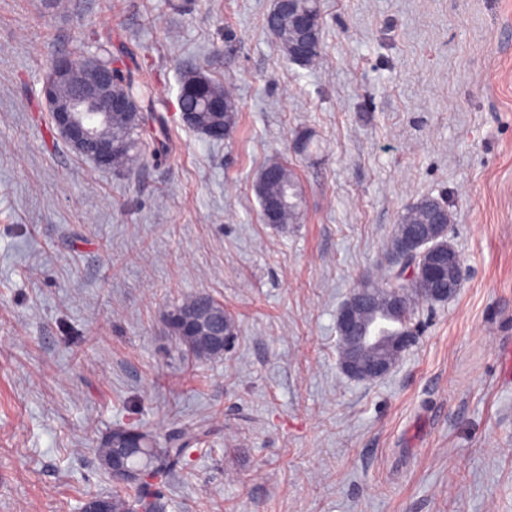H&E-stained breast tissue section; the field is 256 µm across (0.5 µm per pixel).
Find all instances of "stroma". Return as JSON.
I'll list each match as a JSON object with an SVG mask.
<instances>
[{
    "mask_svg": "<svg viewBox=\"0 0 512 512\" xmlns=\"http://www.w3.org/2000/svg\"><path fill=\"white\" fill-rule=\"evenodd\" d=\"M273 0H0V512L112 493L97 448L127 423L207 430L166 512H512V0H319L323 52L288 62ZM130 48L173 150L102 170L41 98L60 55ZM237 105L214 142L178 111L184 72ZM287 161L299 223L264 224ZM452 213L462 285L420 306L383 379L339 369L336 315L383 277L400 214ZM205 293L223 356L167 314Z\"/></svg>",
    "mask_w": 512,
    "mask_h": 512,
    "instance_id": "stroma-1",
    "label": "stroma"
}]
</instances>
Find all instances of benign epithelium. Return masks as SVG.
<instances>
[{"mask_svg":"<svg viewBox=\"0 0 512 512\" xmlns=\"http://www.w3.org/2000/svg\"><path fill=\"white\" fill-rule=\"evenodd\" d=\"M300 0H275V10L268 17L267 30L276 35V20L288 18V61L304 66L315 46V36L321 28L320 11L300 7ZM114 76L100 58L91 55L78 60L65 55L51 64L42 85V99L51 121L63 141L78 155L103 168L112 160L118 146L108 134L112 120L120 118L134 125L139 112L131 99L113 91ZM448 212H437L431 227L421 232L417 229L396 240L395 264L401 265L420 250L433 255L432 264L421 271L424 280L437 279L448 272V287L430 289V300L439 301L453 297L459 290L458 269L460 256L453 247L440 249L436 242L446 233ZM371 293L366 288L352 291L340 308L336 318L339 366L348 377L363 380H378L386 376L396 365L397 359L409 350L416 341V330L407 326L404 333L391 336L373 353L362 348L360 338L361 310L370 303ZM209 298L199 303L191 312L172 315L182 328L183 335L190 338L188 348L205 349L222 353L229 346L231 336L224 332V324L215 321L205 325L208 316ZM130 454L126 448V435L112 432V455L100 459L102 468L112 473V481L118 484L139 483L146 479L145 470L130 469L124 459Z\"/></svg>","mask_w":512,"mask_h":512,"instance_id":"benign-epithelium-1","label":"benign epithelium"}]
</instances>
